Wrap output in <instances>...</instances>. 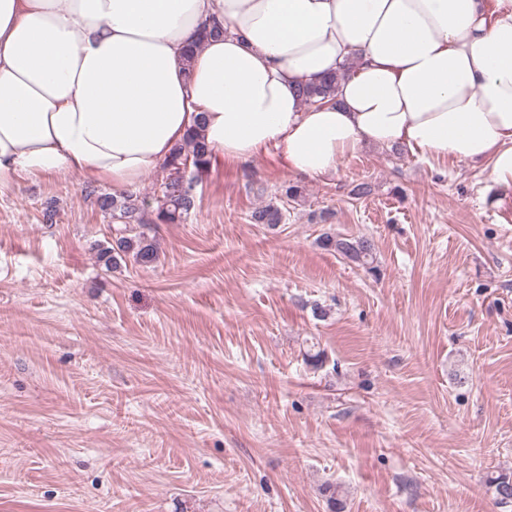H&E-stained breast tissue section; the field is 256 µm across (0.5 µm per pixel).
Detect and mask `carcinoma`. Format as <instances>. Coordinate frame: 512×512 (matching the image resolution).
Instances as JSON below:
<instances>
[{"label": "carcinoma", "instance_id": "carcinoma-1", "mask_svg": "<svg viewBox=\"0 0 512 512\" xmlns=\"http://www.w3.org/2000/svg\"><path fill=\"white\" fill-rule=\"evenodd\" d=\"M340 76H329L317 84L302 89L301 96L305 103L312 104L335 96ZM211 150L200 128L189 131L184 141L176 145L163 169L168 172L161 182V192L156 197L153 224H177L195 208L194 182L210 168ZM96 204L100 210L109 212L119 219L122 227L115 229V235L104 244L97 245L98 261L110 271L120 261L132 257L142 266L152 265L159 258L158 243L155 237L137 230L145 224L143 218L147 202L138 195L125 192L96 195ZM283 209L270 202L252 211L251 222L276 226L284 221ZM319 245L344 258L361 265L370 273L377 272L375 248L366 237L348 238L325 233L319 238ZM494 487L496 498L501 504L512 503V475L500 473L488 479Z\"/></svg>", "mask_w": 512, "mask_h": 512}]
</instances>
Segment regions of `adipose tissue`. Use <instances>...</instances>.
Returning a JSON list of instances; mask_svg holds the SVG:
<instances>
[{
  "mask_svg": "<svg viewBox=\"0 0 512 512\" xmlns=\"http://www.w3.org/2000/svg\"><path fill=\"white\" fill-rule=\"evenodd\" d=\"M334 73V100L304 105ZM196 125L215 164L322 179L405 147L512 188V0H0V186L132 191Z\"/></svg>",
  "mask_w": 512,
  "mask_h": 512,
  "instance_id": "ef3b65f1",
  "label": "adipose tissue"
}]
</instances>
